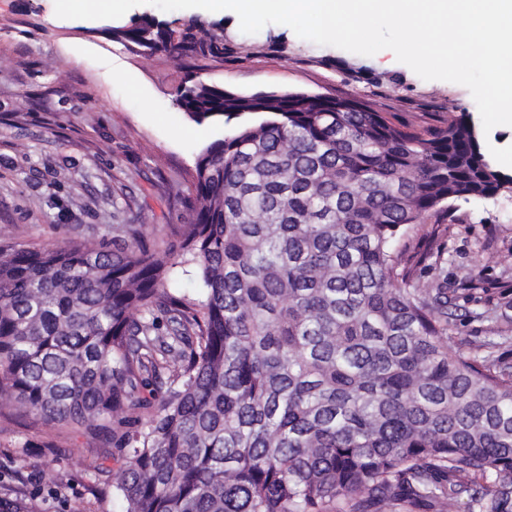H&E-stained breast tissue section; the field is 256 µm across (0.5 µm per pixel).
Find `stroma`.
I'll use <instances>...</instances> for the list:
<instances>
[{"mask_svg": "<svg viewBox=\"0 0 512 512\" xmlns=\"http://www.w3.org/2000/svg\"><path fill=\"white\" fill-rule=\"evenodd\" d=\"M150 15L177 28L214 31L219 56L145 54L112 25ZM206 82L239 94L288 91L355 95L405 124L435 129L482 123L469 90L426 81L390 50L372 56L266 25L245 34L231 17L152 5L118 20L63 19L54 0H0V240L49 247L62 238L111 241L116 224H140L157 241L193 223L200 150L222 125L193 121L176 87ZM443 225L446 264L424 270L448 281L457 311L448 343L512 367V193L458 202L421 216L405 241ZM106 437L74 433L0 407V512H126L114 488L118 460Z\"/></svg>", "mask_w": 512, "mask_h": 512, "instance_id": "35a3bbf8", "label": "stroma"}]
</instances>
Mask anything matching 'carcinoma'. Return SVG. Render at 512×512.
<instances>
[{
    "label": "carcinoma",
    "instance_id": "obj_1",
    "mask_svg": "<svg viewBox=\"0 0 512 512\" xmlns=\"http://www.w3.org/2000/svg\"><path fill=\"white\" fill-rule=\"evenodd\" d=\"M114 33L224 54L191 21ZM229 126L196 161L177 243L0 242V405L112 434L126 512H512V367L448 345V281L395 247L501 182L474 128L356 99L175 92ZM181 263L206 297L165 288Z\"/></svg>",
    "mask_w": 512,
    "mask_h": 512
}]
</instances>
